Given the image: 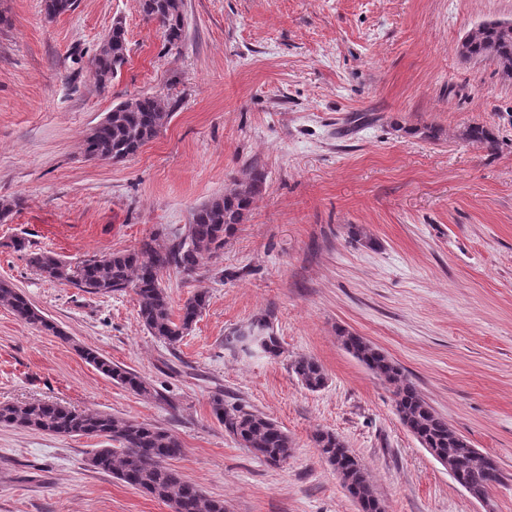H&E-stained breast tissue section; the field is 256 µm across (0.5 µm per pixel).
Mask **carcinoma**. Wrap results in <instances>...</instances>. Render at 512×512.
Returning a JSON list of instances; mask_svg holds the SVG:
<instances>
[{
	"label": "carcinoma",
	"instance_id": "obj_1",
	"mask_svg": "<svg viewBox=\"0 0 512 512\" xmlns=\"http://www.w3.org/2000/svg\"><path fill=\"white\" fill-rule=\"evenodd\" d=\"M140 6L145 18L162 31L169 46L176 47L183 42V0H141ZM127 50L125 28L120 24L113 26L109 45L100 46L92 59L100 87H106L117 76L126 62ZM461 58L465 61L492 58L505 75L512 77V32L493 25L474 28L467 52ZM171 116L168 104L158 96L123 101L112 108L111 116L94 134L85 153L92 160L124 161L157 137ZM466 136L490 150L496 147L491 132L484 127H471ZM265 182V171L251 167L245 179L234 188L194 208L189 224L174 233L167 245L159 244L153 235L142 240L137 249L113 251L74 264L49 251L32 252L28 254V264L50 281L69 283L91 294L132 289L137 295L138 317L143 327L164 342L176 344L202 315L209 295L203 288L197 290L175 315L162 287L163 274L174 270L195 276L206 268L224 249L225 238L235 231L236 225L248 219ZM0 303L37 329L61 335L55 324L21 291L0 284ZM234 341L247 349L255 346L267 354L279 350V340L263 318L237 331ZM340 341L347 351L393 386L396 410L403 425L419 441L446 458L450 466L462 471L467 491L473 498L486 497L492 487L504 483L503 473L492 467L488 457L471 447L445 417L428 405L414 383L382 350L347 331L340 333ZM81 353L113 382L136 394L151 395L148 383L138 373L112 363L92 349L83 348ZM291 369L310 391H317L327 383L323 367L312 357L296 358ZM211 407L224 430L257 458L278 466L291 457L292 439L274 420L243 405H226L221 396L212 398ZM0 424L69 437H105L116 447L92 450L88 458L92 467L170 504L173 512H224V502L207 497L197 484L183 479L169 467V461L182 455L183 445L178 436L163 427L104 412L78 410L54 401L0 405ZM313 442L321 457L336 468L341 484L356 486L374 504L368 512H384L365 466L349 457L350 449L343 439L323 430L314 435Z\"/></svg>",
	"mask_w": 512,
	"mask_h": 512
}]
</instances>
